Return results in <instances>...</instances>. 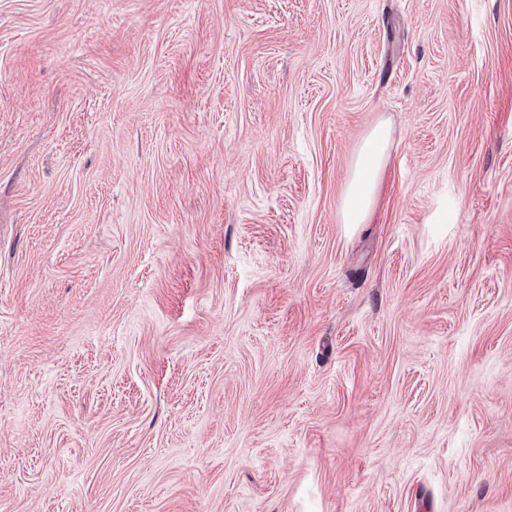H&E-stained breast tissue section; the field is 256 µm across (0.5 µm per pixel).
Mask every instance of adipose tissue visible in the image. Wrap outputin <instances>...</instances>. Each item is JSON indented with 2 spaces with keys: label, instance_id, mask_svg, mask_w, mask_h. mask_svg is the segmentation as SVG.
Masks as SVG:
<instances>
[{
  "label": "adipose tissue",
  "instance_id": "obj_1",
  "mask_svg": "<svg viewBox=\"0 0 512 512\" xmlns=\"http://www.w3.org/2000/svg\"><path fill=\"white\" fill-rule=\"evenodd\" d=\"M391 145V128L379 121L366 134L351 166L350 177L342 196L339 217L344 224L368 223L375 207L381 172Z\"/></svg>",
  "mask_w": 512,
  "mask_h": 512
}]
</instances>
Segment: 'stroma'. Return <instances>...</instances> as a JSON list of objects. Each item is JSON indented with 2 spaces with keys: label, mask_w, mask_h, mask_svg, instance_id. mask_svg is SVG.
I'll return each mask as SVG.
<instances>
[{
  "label": "stroma",
  "mask_w": 512,
  "mask_h": 512,
  "mask_svg": "<svg viewBox=\"0 0 512 512\" xmlns=\"http://www.w3.org/2000/svg\"><path fill=\"white\" fill-rule=\"evenodd\" d=\"M0 512H512V0H0ZM391 145V128L379 121L366 134L351 166L342 196L339 217L342 224H366L375 207L381 172Z\"/></svg>",
  "instance_id": "obj_1"
}]
</instances>
